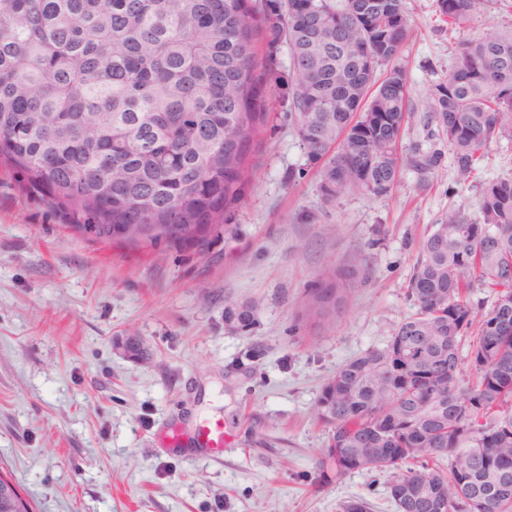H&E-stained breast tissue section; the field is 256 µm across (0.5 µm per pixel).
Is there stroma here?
<instances>
[{"instance_id": "35a3bbf8", "label": "stroma", "mask_w": 512, "mask_h": 512, "mask_svg": "<svg viewBox=\"0 0 512 512\" xmlns=\"http://www.w3.org/2000/svg\"><path fill=\"white\" fill-rule=\"evenodd\" d=\"M404 5L399 63L415 112L402 145L425 148V102L456 46L512 26V8L491 0L453 29L436 0ZM504 176L508 139L488 149L478 180L458 182L447 157L427 191L405 169L388 196L326 205L282 119L232 217L237 238L200 254L75 234L0 171V474L33 512H340L355 498L396 512L389 473L321 480L330 428L313 407L339 366L383 349L414 313L409 283L432 225ZM358 255L368 280L342 312L301 322L296 302L322 269ZM229 304L249 307L253 325H229ZM213 418L230 435L221 459L161 441L166 426Z\"/></svg>"}]
</instances>
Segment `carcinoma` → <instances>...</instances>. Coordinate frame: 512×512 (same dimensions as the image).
<instances>
[{
  "mask_svg": "<svg viewBox=\"0 0 512 512\" xmlns=\"http://www.w3.org/2000/svg\"><path fill=\"white\" fill-rule=\"evenodd\" d=\"M489 0H437L450 27ZM403 0H0V166L75 233L203 251L237 236L229 217L259 169L275 98L318 176L323 203L384 197L410 169L426 190L452 154L460 182L512 139V26L464 42L429 91L437 131L401 149L414 112L394 65ZM290 65L278 72L279 53ZM367 264L326 267L298 315L338 312ZM488 288L476 312L471 290ZM417 311L382 350L341 365L313 408L331 426L319 477L388 471L397 512H512V177L450 209L410 279ZM226 320L252 326L247 307ZM474 337L461 383L459 343ZM448 467H442L443 461ZM14 512H30L0 476Z\"/></svg>",
  "mask_w": 512,
  "mask_h": 512,
  "instance_id": "1",
  "label": "carcinoma"
}]
</instances>
